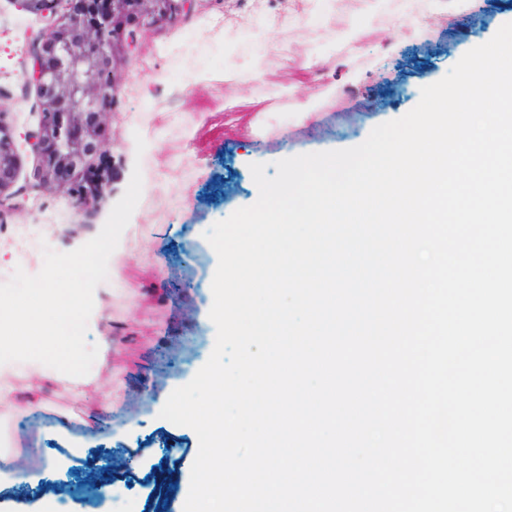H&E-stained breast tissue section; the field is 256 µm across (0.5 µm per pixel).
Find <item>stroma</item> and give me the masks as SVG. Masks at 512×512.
<instances>
[{
    "instance_id": "obj_1",
    "label": "stroma",
    "mask_w": 512,
    "mask_h": 512,
    "mask_svg": "<svg viewBox=\"0 0 512 512\" xmlns=\"http://www.w3.org/2000/svg\"><path fill=\"white\" fill-rule=\"evenodd\" d=\"M53 21L0 0V111L19 132L39 119L24 51ZM511 22L512 0H196L189 17L138 29L102 120L112 192L89 217L34 188L39 158L18 146L22 206L0 223V283L20 267L40 272L45 249L95 237L136 169L142 193L86 335L108 342L105 365L85 383L25 370L6 379L0 512H42L49 499L57 512H183L199 440L159 413L215 346L218 256L205 232L257 201L251 164L272 176L281 159L360 145ZM389 70L398 82L379 87ZM91 454L104 467L125 460L98 491L79 470ZM23 468L37 486H18Z\"/></svg>"
}]
</instances>
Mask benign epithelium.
Listing matches in <instances>:
<instances>
[{
    "instance_id": "benign-epithelium-1",
    "label": "benign epithelium",
    "mask_w": 512,
    "mask_h": 512,
    "mask_svg": "<svg viewBox=\"0 0 512 512\" xmlns=\"http://www.w3.org/2000/svg\"><path fill=\"white\" fill-rule=\"evenodd\" d=\"M194 0H104L93 14L70 7L26 47L24 82L36 87L39 102L37 129L25 135L40 159L37 185L63 190L78 213L105 197L111 187L109 172L76 189L68 180L92 165L101 149V119L114 103L115 67L119 51L135 47L142 25L173 23L193 11ZM14 131L0 113V221L13 210L5 194L14 179Z\"/></svg>"
}]
</instances>
